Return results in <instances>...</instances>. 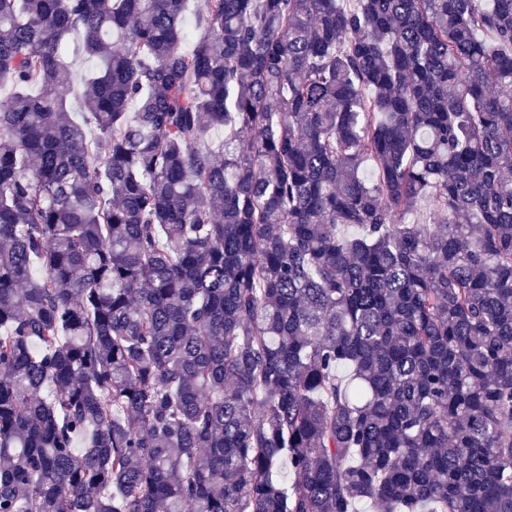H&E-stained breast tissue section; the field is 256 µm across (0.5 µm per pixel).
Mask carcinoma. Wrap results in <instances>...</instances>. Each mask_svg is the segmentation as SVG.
<instances>
[{
    "label": "carcinoma",
    "mask_w": 512,
    "mask_h": 512,
    "mask_svg": "<svg viewBox=\"0 0 512 512\" xmlns=\"http://www.w3.org/2000/svg\"><path fill=\"white\" fill-rule=\"evenodd\" d=\"M190 2L0 0V512H512V0Z\"/></svg>",
    "instance_id": "carcinoma-1"
}]
</instances>
